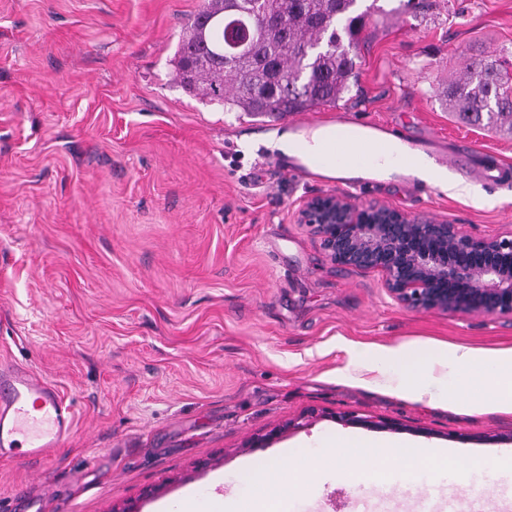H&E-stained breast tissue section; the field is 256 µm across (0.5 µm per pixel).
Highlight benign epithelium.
I'll return each mask as SVG.
<instances>
[{
    "mask_svg": "<svg viewBox=\"0 0 512 512\" xmlns=\"http://www.w3.org/2000/svg\"><path fill=\"white\" fill-rule=\"evenodd\" d=\"M297 222L313 229L333 264L381 271L410 310L512 316V233L475 239L454 224L335 194L307 199Z\"/></svg>",
    "mask_w": 512,
    "mask_h": 512,
    "instance_id": "obj_1",
    "label": "benign epithelium"
}]
</instances>
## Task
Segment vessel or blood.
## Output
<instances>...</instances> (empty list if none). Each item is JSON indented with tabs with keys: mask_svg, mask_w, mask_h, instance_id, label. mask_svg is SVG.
I'll list each match as a JSON object with an SVG mask.
<instances>
[{
	"mask_svg": "<svg viewBox=\"0 0 512 512\" xmlns=\"http://www.w3.org/2000/svg\"><path fill=\"white\" fill-rule=\"evenodd\" d=\"M73 405L31 370L0 363V459L23 449L35 460H51L74 425Z\"/></svg>",
	"mask_w": 512,
	"mask_h": 512,
	"instance_id": "1",
	"label": "vessel or blood"
}]
</instances>
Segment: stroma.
I'll use <instances>...</instances> for the list:
<instances>
[{"label": "stroma", "instance_id": "35a3bbf8", "mask_svg": "<svg viewBox=\"0 0 512 512\" xmlns=\"http://www.w3.org/2000/svg\"><path fill=\"white\" fill-rule=\"evenodd\" d=\"M204 0H0V362L74 406L53 463L0 461V512H156L248 467L301 485L286 512H366L374 487L283 450L341 430L489 461L512 412L425 405L337 377L346 349L512 348V317L415 312L375 270L340 268L297 221L337 194L477 239L512 231V134L456 122L441 91L481 55L512 54V0H359L356 96L281 118L185 93L170 60ZM383 126L474 193L404 174L328 180L270 151L286 128ZM345 415L358 421L344 425Z\"/></svg>", "mask_w": 512, "mask_h": 512}]
</instances>
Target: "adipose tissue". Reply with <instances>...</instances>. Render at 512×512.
<instances>
[{
  "label": "adipose tissue",
  "instance_id": "1",
  "mask_svg": "<svg viewBox=\"0 0 512 512\" xmlns=\"http://www.w3.org/2000/svg\"><path fill=\"white\" fill-rule=\"evenodd\" d=\"M338 143L350 153L375 147L376 157L357 164L325 161L326 149ZM270 147L328 178L390 179L410 173L452 195L468 191L465 184L450 179L445 169L435 166L426 153L412 149L397 135L359 125L328 123L286 130L271 140ZM347 353V367L337 371L340 378H349L351 367L359 366L376 373L378 384L398 396L427 403L441 400L451 406L465 402L477 410L512 412V349L477 350L447 344L354 345L348 347ZM285 453L300 462L335 467L339 478L353 476L366 486L385 482L392 464L398 461L404 464L401 475L405 478L413 477L420 465L431 463L440 476L446 477L452 492L469 488L477 476L512 469V463L501 458L462 469L450 448L409 438L348 432L336 433L324 442L320 452L291 445ZM295 492L290 479L268 468L250 473L244 493L234 503H227L223 495L216 493L201 500L191 491L177 503L160 505L159 512H250L257 500L265 501L269 512H279L285 502L294 499Z\"/></svg>",
  "mask_w": 512,
  "mask_h": 512
}]
</instances>
